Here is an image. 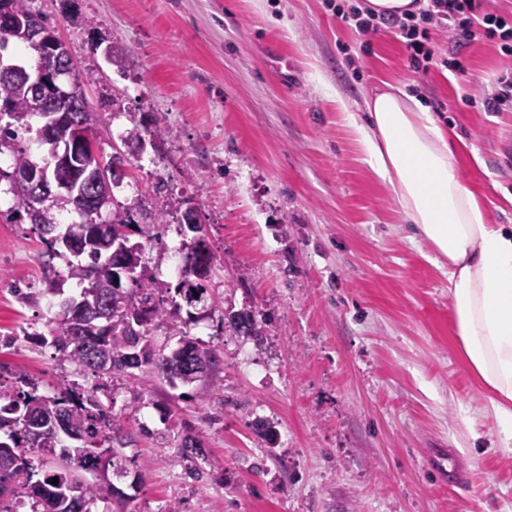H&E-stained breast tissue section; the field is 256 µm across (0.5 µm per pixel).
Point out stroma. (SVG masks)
I'll return each instance as SVG.
<instances>
[{
	"instance_id": "obj_1",
	"label": "stroma",
	"mask_w": 512,
	"mask_h": 512,
	"mask_svg": "<svg viewBox=\"0 0 512 512\" xmlns=\"http://www.w3.org/2000/svg\"><path fill=\"white\" fill-rule=\"evenodd\" d=\"M80 17L71 20V2ZM363 0H35L58 30L99 115L111 155L131 116L152 110L163 141L135 153L119 203L195 207L214 256L205 318L189 325L224 366L176 390L155 379L97 378L54 359L28 332L45 311L21 307L13 284L65 296L67 256L48 258L27 217L0 221V363L50 396L60 384L104 388L133 441L123 453L144 481L114 477L127 512H512V450L483 410L485 392L452 341L448 277L389 188L358 152L344 111L362 112L382 83L435 112L462 149L460 175L495 224L512 225V108L480 99L505 67L495 40L462 48L465 73H414L400 36L362 33L335 6ZM119 43L125 72L104 49ZM163 192H155L157 182ZM144 246L138 274L170 281L190 239ZM255 305L261 344L224 331L226 304ZM270 422L274 443L251 429ZM147 424L152 437L139 434ZM203 442L193 479L171 460L184 431ZM447 448L472 471L468 491L433 483L423 460Z\"/></svg>"
}]
</instances>
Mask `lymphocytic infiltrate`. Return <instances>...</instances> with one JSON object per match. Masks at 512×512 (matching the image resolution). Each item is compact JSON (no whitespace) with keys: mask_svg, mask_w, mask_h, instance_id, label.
I'll list each match as a JSON object with an SVG mask.
<instances>
[{"mask_svg":"<svg viewBox=\"0 0 512 512\" xmlns=\"http://www.w3.org/2000/svg\"><path fill=\"white\" fill-rule=\"evenodd\" d=\"M341 19L362 32L376 31L383 25L394 29L403 38L409 64L417 73H428L440 61L450 68L461 69L460 48L479 34L497 40L500 54L512 57V15L493 8L489 0H427L426 6L417 12L384 22L354 8L342 14ZM434 29L448 33L447 57H440L430 36Z\"/></svg>","mask_w":512,"mask_h":512,"instance_id":"obj_1","label":"lymphocytic infiltrate"}]
</instances>
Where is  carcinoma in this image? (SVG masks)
<instances>
[{
	"mask_svg": "<svg viewBox=\"0 0 512 512\" xmlns=\"http://www.w3.org/2000/svg\"><path fill=\"white\" fill-rule=\"evenodd\" d=\"M34 0H0L22 24H34L51 34L55 29L47 18L32 7ZM35 53L32 68L53 71L58 58L47 46L28 45ZM10 111L0 116V155L11 156L14 170L29 169L34 161L22 145V133L33 127L30 119L39 117L48 124L57 114L81 116L96 122L85 97L74 103L52 102L37 98L29 85L0 80V104ZM166 130L158 121H132L121 141L124 145L162 139ZM100 165L109 177L85 188L84 173ZM128 166L126 154L114 149L112 156L91 157L80 149H71L67 168L59 170L55 160L45 161L40 168L64 178L73 188L70 199L38 201L29 188L11 187L18 209L0 218L10 221L20 211L37 208L39 221L34 230L47 250L58 253L56 245L68 240L65 249L74 257L68 263L67 277L88 282L78 299L56 303L57 320L48 333H37L36 344L50 347L58 359L69 361L94 376H131L138 370L161 379L168 385L203 382L219 367L220 357L210 345L189 336L186 327L195 321L194 313L208 306L207 278L212 273L213 255L202 234V224H180L194 234L193 243L183 257L181 277L176 286L151 279L142 282L137 276L142 246L130 243L137 234L148 243H159L155 229L166 223L168 209L143 208L136 199L127 207L113 205V190L124 178ZM105 199L112 205L109 219H101L94 200ZM71 205L81 221L64 235H55L57 211ZM139 214L137 224L133 214ZM108 225L111 231L100 236L96 230ZM132 287H124L125 283ZM11 292L26 307L40 308L44 301L62 294L60 288H36L13 285ZM163 325L180 346L167 353L154 346L151 328ZM265 319L252 306L224 315V331L236 336H249L261 343ZM98 387L62 384L52 396L39 393L38 385L22 372L3 375L0 367V512H91L95 501L113 500L125 508L128 495L101 471L112 469L122 477L133 476L131 485L142 480V472H130L117 446L124 445L121 432L112 427V411L99 399ZM202 440L187 433L181 439L173 462L191 467L198 459H206ZM58 483H52L53 478Z\"/></svg>",
	"mask_w": 512,
	"mask_h": 512,
	"instance_id": "cac0c4a2",
	"label": "carcinoma"
}]
</instances>
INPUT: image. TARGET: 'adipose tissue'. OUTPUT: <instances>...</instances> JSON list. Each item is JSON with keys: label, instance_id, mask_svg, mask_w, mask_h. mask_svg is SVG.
Instances as JSON below:
<instances>
[{"label": "adipose tissue", "instance_id": "1", "mask_svg": "<svg viewBox=\"0 0 512 512\" xmlns=\"http://www.w3.org/2000/svg\"><path fill=\"white\" fill-rule=\"evenodd\" d=\"M366 107L344 119L416 237L447 263L454 344L511 447L512 225L491 223L460 177L458 147L415 97L389 85Z\"/></svg>", "mask_w": 512, "mask_h": 512}]
</instances>
